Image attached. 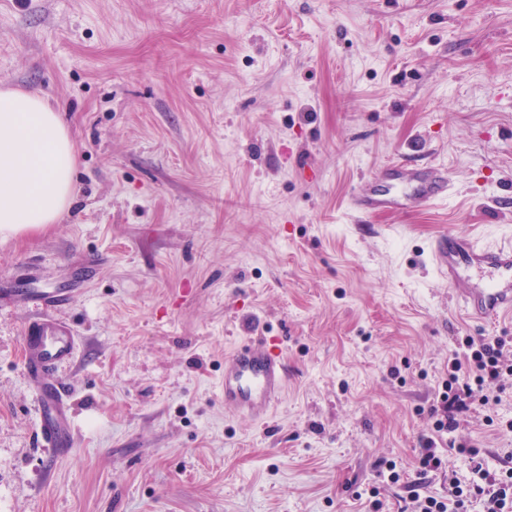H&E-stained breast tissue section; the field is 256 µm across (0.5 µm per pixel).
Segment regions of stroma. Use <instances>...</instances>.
Listing matches in <instances>:
<instances>
[{
	"label": "stroma",
	"mask_w": 512,
	"mask_h": 512,
	"mask_svg": "<svg viewBox=\"0 0 512 512\" xmlns=\"http://www.w3.org/2000/svg\"><path fill=\"white\" fill-rule=\"evenodd\" d=\"M0 88L62 112L77 193L0 240V512H413L416 455L466 319L430 244L512 238V0H0ZM394 160L432 210L358 214ZM35 288L65 304L9 302ZM76 341L72 447L38 438L27 327ZM262 339L288 387L225 405ZM512 460V380L451 435ZM395 464L399 482L389 479ZM397 180L410 191L405 194H391L368 189L353 199L355 209L363 215H372L379 211H406L424 208L448 198L451 189L446 169L438 165L422 168L411 167L397 162L384 167L377 180ZM288 384V365L266 341L247 340L224 357V403L265 417Z\"/></svg>",
	"instance_id": "stroma-1"
}]
</instances>
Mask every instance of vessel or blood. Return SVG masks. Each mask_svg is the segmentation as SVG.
<instances>
[{
  "label": "vessel or blood",
  "mask_w": 512,
  "mask_h": 512,
  "mask_svg": "<svg viewBox=\"0 0 512 512\" xmlns=\"http://www.w3.org/2000/svg\"><path fill=\"white\" fill-rule=\"evenodd\" d=\"M382 178L407 186L404 194L366 190L353 199L364 215L379 211H406L447 199L451 189L446 170L438 165L422 168L397 162L384 167ZM436 268L452 288L463 314L477 322L512 316V244H478L448 233L432 246ZM25 368L38 387L44 415L41 439L46 447L70 443L69 403L54 372L74 354V339L61 327L47 323L24 339ZM288 384V366L274 346L247 340L224 357V402L242 414L265 417Z\"/></svg>",
  "instance_id": "vessel-or-blood-1"
}]
</instances>
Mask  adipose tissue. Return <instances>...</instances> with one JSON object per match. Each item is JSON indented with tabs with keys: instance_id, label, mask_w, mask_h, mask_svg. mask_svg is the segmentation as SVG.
I'll use <instances>...</instances> for the list:
<instances>
[{
	"instance_id": "ef3b65f1",
	"label": "adipose tissue",
	"mask_w": 512,
	"mask_h": 512,
	"mask_svg": "<svg viewBox=\"0 0 512 512\" xmlns=\"http://www.w3.org/2000/svg\"><path fill=\"white\" fill-rule=\"evenodd\" d=\"M76 192L59 110L41 94L0 90V239L59 223Z\"/></svg>"
}]
</instances>
